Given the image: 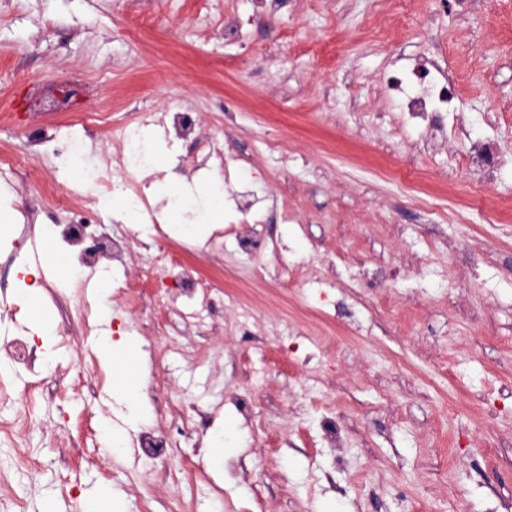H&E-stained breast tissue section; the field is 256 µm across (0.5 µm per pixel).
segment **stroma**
Masks as SVG:
<instances>
[{"mask_svg": "<svg viewBox=\"0 0 512 512\" xmlns=\"http://www.w3.org/2000/svg\"><path fill=\"white\" fill-rule=\"evenodd\" d=\"M408 5L405 17L394 0H0V159L30 158L0 171V198L33 216L0 226V345L42 346L25 269L47 284L39 308L72 328L54 336L53 361L0 375V421L33 382L42 391L32 424L0 436V498L17 497L16 512L47 498L81 512L107 486L125 512H512V165L485 191L499 224L460 193L475 178L471 138L512 152V0ZM419 55L459 99L433 128L385 91ZM174 112L197 115L196 138L169 133ZM138 125L187 184L223 183L224 221L204 245L151 202L140 226L105 208L115 179L139 194L149 185L112 167ZM77 140L91 148L76 175L59 152ZM61 192L98 214L99 236L133 237L109 271V324L84 313L98 270L53 236L70 221ZM242 194L258 200L267 249L236 243ZM164 249L224 303L208 309L177 288L139 298ZM61 283L69 299L57 304L47 289ZM132 320L139 426L95 349ZM330 412L345 427L337 451L319 429ZM105 419L124 428V453L101 438ZM226 424L240 427L236 479L205 457ZM144 428L168 437L166 461L139 455Z\"/></svg>", "mask_w": 512, "mask_h": 512, "instance_id": "1", "label": "stroma"}]
</instances>
